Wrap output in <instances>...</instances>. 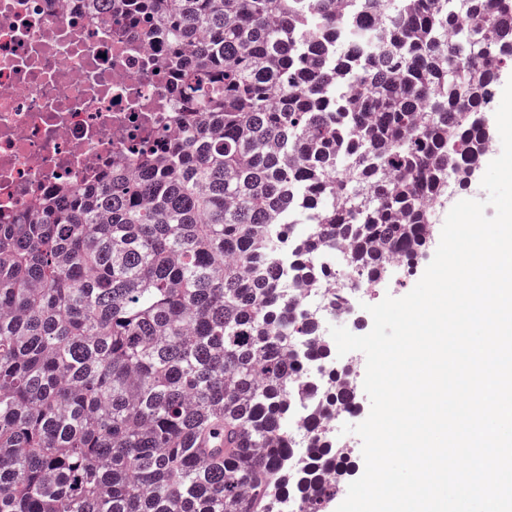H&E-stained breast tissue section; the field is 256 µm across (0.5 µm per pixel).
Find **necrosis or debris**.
Returning a JSON list of instances; mask_svg holds the SVG:
<instances>
[{
  "mask_svg": "<svg viewBox=\"0 0 512 512\" xmlns=\"http://www.w3.org/2000/svg\"><path fill=\"white\" fill-rule=\"evenodd\" d=\"M163 52L109 0L92 13L82 0H0V221L174 139L189 102L176 73L159 67ZM285 286L324 327L370 288L344 274L332 306L322 289Z\"/></svg>",
  "mask_w": 512,
  "mask_h": 512,
  "instance_id": "4bbe7bcc",
  "label": "necrosis or debris"
}]
</instances>
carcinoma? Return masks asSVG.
Wrapping results in <instances>:
<instances>
[{"instance_id": "carcinoma-1", "label": "carcinoma", "mask_w": 512, "mask_h": 512, "mask_svg": "<svg viewBox=\"0 0 512 512\" xmlns=\"http://www.w3.org/2000/svg\"><path fill=\"white\" fill-rule=\"evenodd\" d=\"M185 73L195 117L99 183L0 223V512H327L357 408L318 320L282 288L348 249L409 270L448 183L491 139L512 0H119ZM330 366L288 471L304 364ZM224 447V460L200 450Z\"/></svg>"}]
</instances>
